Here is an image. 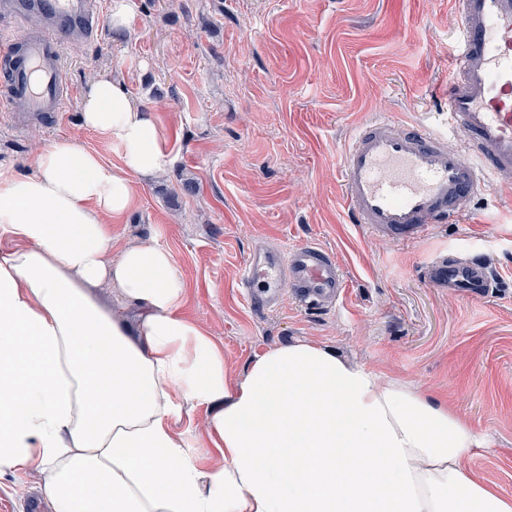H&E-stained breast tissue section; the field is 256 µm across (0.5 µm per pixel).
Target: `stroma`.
Instances as JSON below:
<instances>
[{"instance_id":"35a3bbf8","label":"stroma","mask_w":512,"mask_h":512,"mask_svg":"<svg viewBox=\"0 0 512 512\" xmlns=\"http://www.w3.org/2000/svg\"><path fill=\"white\" fill-rule=\"evenodd\" d=\"M128 31L65 50L70 95L60 116L22 130L0 111V169L31 170L37 152L79 140L119 157L86 129L81 103L98 74L120 78L156 118L168 157L134 178L135 205L112 222L113 252L152 238L186 280V316L223 348L232 376L255 357L313 339L440 398L484 435L469 461L479 480L512 495V199H475L463 223L415 242L371 236L344 209L340 162L366 115L441 127L461 19L453 0H127ZM196 189L187 192L186 180ZM314 241L344 269L333 310L285 299L261 315L238 293L252 245ZM483 256L495 278L479 299L430 285L439 254ZM204 409L175 429L199 468L221 458Z\"/></svg>"}]
</instances>
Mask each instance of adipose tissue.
<instances>
[{"mask_svg":"<svg viewBox=\"0 0 512 512\" xmlns=\"http://www.w3.org/2000/svg\"><path fill=\"white\" fill-rule=\"evenodd\" d=\"M81 112L120 165L71 138L0 172V477L35 479L50 512H512L468 467L469 421L409 383L311 340L231 378L173 254L112 251L132 178L166 162L152 114L104 74ZM197 407L208 473L174 428Z\"/></svg>","mask_w":512,"mask_h":512,"instance_id":"ef3b65f1","label":"adipose tissue"}]
</instances>
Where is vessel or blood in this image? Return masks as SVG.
Wrapping results in <instances>:
<instances>
[{
  "mask_svg": "<svg viewBox=\"0 0 512 512\" xmlns=\"http://www.w3.org/2000/svg\"><path fill=\"white\" fill-rule=\"evenodd\" d=\"M461 14L446 104L462 133L458 145L421 124L383 115L359 125L342 153L344 204L355 224L397 241L417 240L437 224L461 222L468 203L490 189L512 192V0H455ZM0 15L37 16L39 32L0 47V107L62 111L69 96L63 50L81 45L101 24L96 0H0ZM438 288L484 296L492 282L481 256L432 258L424 269ZM253 308L278 307L283 288L311 307L330 309L345 275L333 253L315 242L284 249L256 245L242 274Z\"/></svg>",
  "mask_w": 512,
  "mask_h": 512,
  "instance_id": "1",
  "label": "vessel or blood"
}]
</instances>
